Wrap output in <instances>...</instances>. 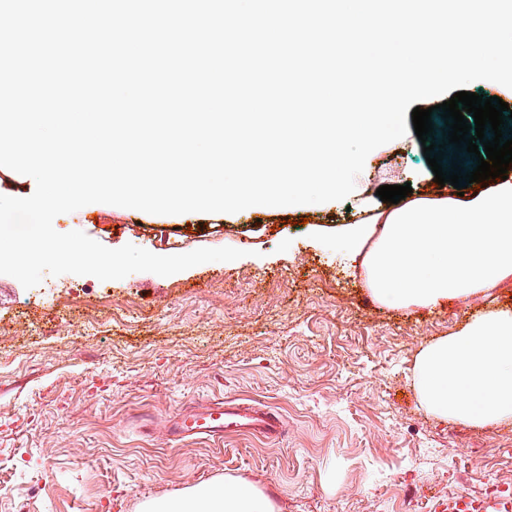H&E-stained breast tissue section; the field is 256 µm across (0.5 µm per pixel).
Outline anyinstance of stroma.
<instances>
[{"mask_svg":"<svg viewBox=\"0 0 512 512\" xmlns=\"http://www.w3.org/2000/svg\"><path fill=\"white\" fill-rule=\"evenodd\" d=\"M437 184L415 132L374 149L345 199L157 215L88 204L53 220L107 248L168 255L233 247L240 259L170 276L0 274V512H140L225 478L274 512H446L450 494L512 485V421L473 427L424 409L418 352L469 319L512 309L486 295L398 308L372 295L341 233L382 208L383 185ZM240 399L278 411L279 440H178L176 415Z\"/></svg>","mask_w":512,"mask_h":512,"instance_id":"35a3bbf8","label":"stroma"}]
</instances>
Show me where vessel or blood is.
Masks as SVG:
<instances>
[{
	"label": "vessel or blood",
	"mask_w": 512,
	"mask_h": 512,
	"mask_svg": "<svg viewBox=\"0 0 512 512\" xmlns=\"http://www.w3.org/2000/svg\"><path fill=\"white\" fill-rule=\"evenodd\" d=\"M250 431L275 440L284 434L285 425L281 417L272 411L257 409L237 400H225L204 410L181 415L170 426L171 435L179 439L195 435L220 439L228 434ZM448 512H512V495L482 499L459 494L449 498Z\"/></svg>",
	"instance_id": "obj_1"
}]
</instances>
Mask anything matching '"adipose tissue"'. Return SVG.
I'll use <instances>...</instances> for the list:
<instances>
[{"label":"adipose tissue","mask_w":512,"mask_h":512,"mask_svg":"<svg viewBox=\"0 0 512 512\" xmlns=\"http://www.w3.org/2000/svg\"><path fill=\"white\" fill-rule=\"evenodd\" d=\"M382 227L364 265L375 298L392 306L434 307L467 299L512 278V177L490 191L447 189L378 211ZM422 406L455 422L512 420V310L489 312L417 356ZM141 512H273L259 490L233 480L147 501Z\"/></svg>","instance_id":"1"}]
</instances>
